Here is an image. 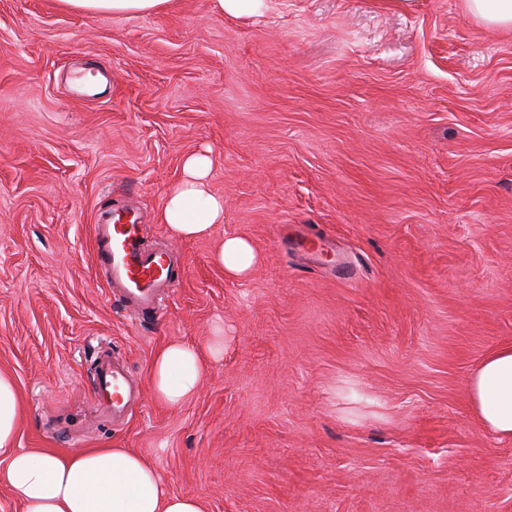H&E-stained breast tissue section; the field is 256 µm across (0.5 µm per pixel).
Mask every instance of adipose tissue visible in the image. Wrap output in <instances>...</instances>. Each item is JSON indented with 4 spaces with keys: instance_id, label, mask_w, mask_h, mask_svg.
<instances>
[{
    "instance_id": "1",
    "label": "adipose tissue",
    "mask_w": 512,
    "mask_h": 512,
    "mask_svg": "<svg viewBox=\"0 0 512 512\" xmlns=\"http://www.w3.org/2000/svg\"><path fill=\"white\" fill-rule=\"evenodd\" d=\"M70 9L89 13L149 14L169 0H61ZM211 160L193 153L185 157L182 176L167 192L160 221L180 239L209 235L224 220V200L209 188ZM227 275H247L258 261L245 238H224L215 254ZM205 371L200 350L174 341L154 357L150 382L166 405H181L198 388ZM468 395L481 427L512 439V344L483 359L471 376ZM22 415L12 377L0 372V453L6 466L0 481L10 489L24 512H206L195 496L165 491L156 468L129 448H96L58 455L15 450Z\"/></svg>"
}]
</instances>
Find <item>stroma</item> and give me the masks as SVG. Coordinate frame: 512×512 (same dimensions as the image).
I'll use <instances>...</instances> for the list:
<instances>
[{
  "label": "stroma",
  "mask_w": 512,
  "mask_h": 512,
  "mask_svg": "<svg viewBox=\"0 0 512 512\" xmlns=\"http://www.w3.org/2000/svg\"><path fill=\"white\" fill-rule=\"evenodd\" d=\"M192 153L224 221H159ZM141 209L187 274L130 319L93 260L100 204ZM251 241L244 278L214 261ZM207 357L194 396L145 390L113 426L99 350L148 382L167 342ZM512 344V30L463 0H214L141 16L0 0V371L17 445L130 448L209 512H512V439L468 382ZM225 16H259L265 9V0H215ZM215 260L224 267L227 275L243 277L256 265L258 255L247 239L231 236L218 245Z\"/></svg>",
  "instance_id": "35a3bbf8"
}]
</instances>
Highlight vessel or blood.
<instances>
[{
	"label": "vessel or blood",
	"instance_id": "obj_1",
	"mask_svg": "<svg viewBox=\"0 0 512 512\" xmlns=\"http://www.w3.org/2000/svg\"><path fill=\"white\" fill-rule=\"evenodd\" d=\"M94 243L96 265L105 272L117 302L132 317L158 314L183 278L176 256L147 247L137 208H101L94 224ZM92 391L116 423L125 421L141 394L124 356L113 352L99 356Z\"/></svg>",
	"mask_w": 512,
	"mask_h": 512
}]
</instances>
